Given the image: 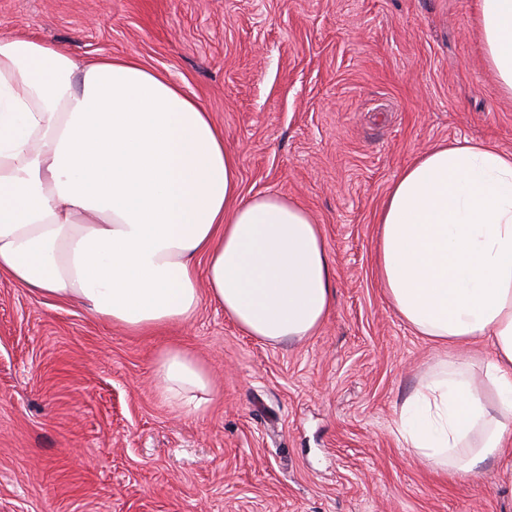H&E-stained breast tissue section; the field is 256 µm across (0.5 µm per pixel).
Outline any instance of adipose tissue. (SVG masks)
<instances>
[{"label": "adipose tissue", "mask_w": 512, "mask_h": 512, "mask_svg": "<svg viewBox=\"0 0 512 512\" xmlns=\"http://www.w3.org/2000/svg\"><path fill=\"white\" fill-rule=\"evenodd\" d=\"M479 25L512 95V0H480ZM236 173L209 113L134 58L80 64L0 36V272L19 285L136 333L207 299L256 339L313 335L334 303L321 227L287 196H240ZM377 224L376 273L400 319L441 346L492 348L482 381L455 360L417 386L400 414L407 447L456 475L512 466V152L433 149L398 174ZM154 375L170 408L205 410L212 383L192 353L166 348Z\"/></svg>", "instance_id": "1"}]
</instances>
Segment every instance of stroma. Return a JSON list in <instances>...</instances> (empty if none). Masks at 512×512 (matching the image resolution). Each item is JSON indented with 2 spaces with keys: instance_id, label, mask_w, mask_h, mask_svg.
Wrapping results in <instances>:
<instances>
[{
  "instance_id": "1",
  "label": "stroma",
  "mask_w": 512,
  "mask_h": 512,
  "mask_svg": "<svg viewBox=\"0 0 512 512\" xmlns=\"http://www.w3.org/2000/svg\"><path fill=\"white\" fill-rule=\"evenodd\" d=\"M477 0H0V34L76 60L130 55L209 112L243 196L308 207L333 268L319 332L272 345L223 308L148 334L0 274V512H512L494 460L434 471L398 428L442 351L389 306L377 213L432 146L512 152V96L485 61ZM179 346L210 371L206 411L166 406Z\"/></svg>"
}]
</instances>
